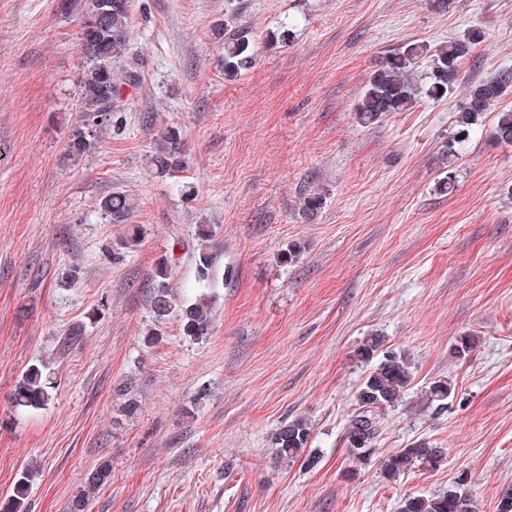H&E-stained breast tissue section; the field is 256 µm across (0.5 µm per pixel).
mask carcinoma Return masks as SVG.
Listing matches in <instances>:
<instances>
[{
	"mask_svg": "<svg viewBox=\"0 0 512 512\" xmlns=\"http://www.w3.org/2000/svg\"><path fill=\"white\" fill-rule=\"evenodd\" d=\"M131 0H89L87 17L83 21L80 41L83 54L88 61L81 82V108L86 114V123L76 127L71 135L68 149L73 155L88 152L94 146L93 128L111 120L112 111L118 101L122 87L135 82L131 74L119 75L116 62L124 55L130 38ZM484 39L479 29H473L459 39L438 45L435 49L421 44H410L402 52L389 58L385 64L371 73L357 104V119L363 124L378 122L391 112L404 111L413 97L412 69L416 60L424 54H432L433 67L426 94L431 98L448 95L458 79L461 62L472 47ZM248 33L237 30L224 41V73L232 76L252 63L248 54ZM512 90V69L504 68L491 79L471 86L457 113V138L469 136V129L477 116L496 108L499 101ZM495 139L512 145V109L497 112ZM151 162L157 173L170 175L186 165L184 138L178 127L170 126L161 132ZM134 203L131 197L115 193L102 202L104 214L112 223H123L131 215ZM214 227L200 224L197 230L199 241V274L202 280L210 277L217 262V255L207 249ZM168 266L156 269L159 278L151 301V311L156 321L169 316L175 302L169 294L165 280L169 276ZM184 332L196 338L210 334L212 326L211 307L208 301L199 300L181 310ZM413 380L411 363L407 356L388 352L383 360L365 379L357 393L358 410L349 420L346 430L348 444L369 456V445L376 437L378 425L374 412L384 406L395 404ZM18 408L40 409L51 400V381L45 367L29 368L14 393ZM310 426L302 419L282 424L275 432L274 444L283 459L298 458L307 447ZM446 459V449L438 448L426 441L399 449L383 461V470L395 478L411 468L435 469ZM34 469L20 474L14 483L12 494L0 502V512H24ZM112 477V463L103 461L87 477L84 489L72 502V512H85L90 496ZM401 512H474L473 501L462 485L432 496H412L405 499Z\"/></svg>",
	"mask_w": 512,
	"mask_h": 512,
	"instance_id": "obj_1",
	"label": "carcinoma"
}]
</instances>
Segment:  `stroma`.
Returning a JSON list of instances; mask_svg holds the SVG:
<instances>
[{"instance_id": "obj_1", "label": "stroma", "mask_w": 512, "mask_h": 512, "mask_svg": "<svg viewBox=\"0 0 512 512\" xmlns=\"http://www.w3.org/2000/svg\"><path fill=\"white\" fill-rule=\"evenodd\" d=\"M434 2L132 0L118 67L137 82L95 149L72 157L83 16L0 0V501L34 463L25 512H70L108 460L87 512H400L459 483L476 512H497L512 488V146L492 112L454 136L467 87L512 68V0ZM474 28L485 39L446 97L426 96L425 57L407 110L358 123L388 56ZM239 29L254 60L228 77L224 40ZM170 125L188 167L164 176L150 159ZM118 191L135 205L123 224L101 208ZM201 224L217 227L212 281L198 274ZM133 225L140 242L122 249ZM164 261L178 303L214 296L209 336H187L175 313L154 321ZM374 339L379 355L360 357ZM384 351L405 354L414 380L376 411L362 460L346 427ZM44 360L51 401L15 407ZM438 381L452 387L440 404L427 398ZM298 417L308 447L278 459L272 436ZM420 440L446 463L387 478L383 461ZM112 477V463L103 461L87 477L84 489L72 502V512H84L90 496Z\"/></svg>"}]
</instances>
